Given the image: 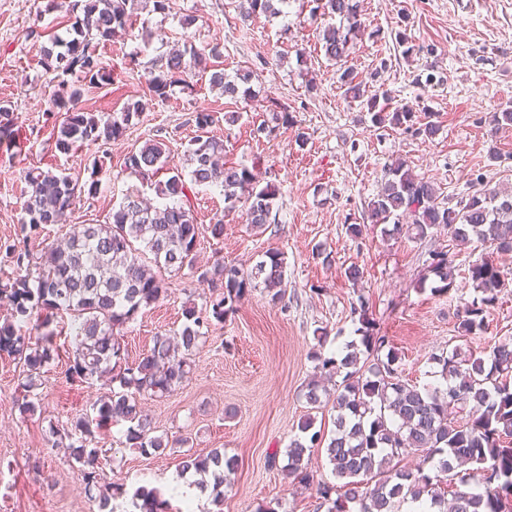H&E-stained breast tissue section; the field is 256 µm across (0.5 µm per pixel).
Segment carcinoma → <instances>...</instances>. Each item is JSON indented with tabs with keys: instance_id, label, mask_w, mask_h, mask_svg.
Instances as JSON below:
<instances>
[{
	"instance_id": "obj_1",
	"label": "carcinoma",
	"mask_w": 512,
	"mask_h": 512,
	"mask_svg": "<svg viewBox=\"0 0 512 512\" xmlns=\"http://www.w3.org/2000/svg\"><path fill=\"white\" fill-rule=\"evenodd\" d=\"M243 17L261 12L270 17L283 13L289 0H235ZM311 12L339 18V25L323 32L328 60L346 62L354 39L365 30L360 0H308ZM130 0H70L75 13L72 36L43 47L41 63L60 78L51 95L52 107L65 113L53 129L55 148L68 153L85 142L109 145L120 139L133 118L155 100L168 97L171 87L187 83L197 72H207L209 59L220 56L219 47L204 53L191 45L173 46L153 60L146 71L150 98L127 103L124 110L102 118L76 107L81 89L71 87L68 75L90 85L112 80L101 65L96 48L110 42L132 25ZM251 73L235 80L214 71L210 82L235 98L247 95ZM345 94L367 112L374 125L412 128L410 109H389L391 95L381 90L368 97L355 83L352 69L339 76ZM224 144L196 137L187 150L188 173L169 166L166 145L156 141L130 150L125 167L151 182L158 205H148L128 195L101 224H85L57 245L39 251L32 241L49 225L65 221L71 210L76 184L61 170L39 167L25 171L26 198L21 222L22 244H3L13 263L12 275L0 279V295L11 306V318L0 324V354L22 363L19 389L22 411L36 409L34 399L42 385L43 368L55 358L52 325L67 328L72 346L67 378L100 384L101 395L88 411L50 432L59 436L78 464L84 490L108 509L123 488L103 480L102 460L111 452L99 446L101 436L123 425L119 445L147 454L168 448L154 427L141 398L162 397L182 385L191 356L199 350L203 325L224 322L256 282L263 284L269 302L280 303L287 291L284 256L279 251L246 269L217 261L199 267L196 250L200 225L186 208L184 176L196 185L220 186L224 211H240L246 223L258 230L276 221V191L258 186L247 167L221 162ZM163 170L169 176L158 180ZM481 186L468 199L452 207L435 184L424 180L398 161L390 165L384 183L369 201L371 223L393 222L392 232H406L423 239L439 227L450 230L461 243L476 241L497 253L512 252V193ZM430 272L449 290L454 267L445 251L429 252ZM186 273L208 284L204 312L185 308L183 327L171 336H158L153 347L128 361L118 335L144 308L165 298V275ZM469 279L479 296L458 316L460 335L485 330L487 309L498 300L502 272L492 257L469 267ZM358 317L360 344L348 345L347 353L321 351L313 355L314 371L305 397L313 410L333 398L337 414L331 435L314 429L315 416L301 422L304 437L286 448L287 476L310 481L308 462L312 449H325L336 483H321L317 494L327 512H399L405 502L420 503L416 512H512V338L503 337L489 350L454 346L431 356L439 381L422 387L402 378L398 353L388 347L368 317L363 300L351 307ZM341 377L329 392L323 381ZM413 454L415 468L400 465ZM182 472L201 476L199 487L221 506L226 476L237 468L236 458L215 448L207 455L186 453ZM138 512H168L169 502L155 489L140 488L132 497Z\"/></svg>"
}]
</instances>
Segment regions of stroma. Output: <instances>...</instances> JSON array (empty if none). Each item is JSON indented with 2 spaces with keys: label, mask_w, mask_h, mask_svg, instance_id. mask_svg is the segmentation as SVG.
<instances>
[{
  "label": "stroma",
  "mask_w": 512,
  "mask_h": 512,
  "mask_svg": "<svg viewBox=\"0 0 512 512\" xmlns=\"http://www.w3.org/2000/svg\"><path fill=\"white\" fill-rule=\"evenodd\" d=\"M50 2L0 0V104L11 107L15 130L14 146L0 144V241L21 235L22 175L32 167L64 169L82 186L92 180L95 166L108 169L96 197L78 198L69 211V230L103 221L126 195L153 197L126 170V154L161 139L170 162L182 163L197 134L194 115L201 111L216 119L209 132L223 139L225 161L259 168L261 182L279 191L277 220L259 232L241 212H225L219 189L189 185L186 204L204 228L201 263L250 267L266 252L282 251L287 293L274 305L263 290L249 292L223 323L210 325L188 379L167 396L145 399L156 435L187 440V448L149 455L119 450L121 433L112 428L103 441L112 451L103 477L126 489L113 499V512H133L132 495L141 487L158 490L178 512L183 503L171 493L170 480L180 472L184 451L205 454L215 448L239 462L224 486L223 512H326L314 487L286 476V449L308 413L302 389L313 373V353L320 347L339 352L359 339L352 301L364 297L402 359L404 378L421 385L434 382L431 357L443 349L478 351L512 336V254L496 258L505 281L485 332L464 337L457 314L474 296L468 267L485 256L484 245L453 241L443 228L422 240L377 229L356 240L346 233L347 225L367 223V205L386 166L398 158L434 182L452 205L479 174L488 187H512V128L494 133L488 125L490 112L512 108V0H360L367 31L355 39L349 66L367 85L379 60L387 59L380 81L392 91V107H413L415 125L435 124L438 132L431 138L374 127L370 115L345 98L322 48L330 17L292 4L278 17L259 14L246 21L231 0H172L163 16L150 12L146 0H134L133 32L96 50L116 79L84 87L80 108L106 117L147 97L145 70L169 43L220 46L214 68L231 77L251 72V93L230 98L208 76L196 75L132 120L109 147L87 144L66 154L51 138L62 119L49 102L58 79L40 59L50 38L66 36L70 20L66 8ZM187 15L196 18L189 27L183 24ZM402 29L423 52L403 56L392 36ZM134 54L141 67L133 71ZM272 101L287 104L293 123L267 134L260 127L271 123ZM231 112L241 118L230 125L223 116ZM219 216L224 236L215 240L205 228ZM318 245L331 251L332 264L313 257ZM432 249L452 259L453 289L439 290L429 273L425 259ZM352 265L363 272L356 285L344 276ZM167 288L166 299L124 329L130 358L147 352L155 337L179 330L186 306L205 305L208 288L194 278H170ZM320 327L329 332L323 345L315 334ZM56 344L59 356L44 369L31 415L18 408L16 361L0 355V512H100L97 501L85 495L67 449L49 432L50 423L85 412L99 390L67 379L70 341L60 335Z\"/></svg>",
  "instance_id": "35a3bbf8"
}]
</instances>
